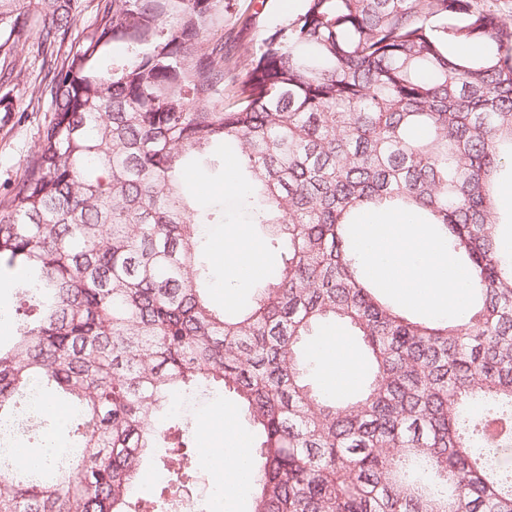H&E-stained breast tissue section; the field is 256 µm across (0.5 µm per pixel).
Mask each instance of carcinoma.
Returning a JSON list of instances; mask_svg holds the SVG:
<instances>
[{
  "instance_id": "carcinoma-1",
  "label": "carcinoma",
  "mask_w": 512,
  "mask_h": 512,
  "mask_svg": "<svg viewBox=\"0 0 512 512\" xmlns=\"http://www.w3.org/2000/svg\"><path fill=\"white\" fill-rule=\"evenodd\" d=\"M79 0H0L16 55L38 34L53 118L0 200V273L26 315L0 340V419L30 387L78 411L66 458L0 468V512H133L165 444L151 512L197 476L160 426L173 391L218 387L249 414L251 512H512V257L496 198L512 170V25L475 0H306L243 66L224 0H106L78 48ZM491 44L473 57L464 48ZM121 43L126 57L107 54ZM224 144L236 195L281 263L253 300L204 286L188 161ZM405 215L470 272L461 317L382 295L358 225ZM357 337L366 380L339 401L305 378L328 328Z\"/></svg>"
}]
</instances>
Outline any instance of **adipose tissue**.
<instances>
[{
    "mask_svg": "<svg viewBox=\"0 0 512 512\" xmlns=\"http://www.w3.org/2000/svg\"><path fill=\"white\" fill-rule=\"evenodd\" d=\"M357 242L370 275L400 299L448 315L464 309L470 273L454 262L425 225L385 215L360 225ZM319 354L329 389H349L359 371L352 346L343 336L329 335L322 338Z\"/></svg>",
    "mask_w": 512,
    "mask_h": 512,
    "instance_id": "adipose-tissue-1",
    "label": "adipose tissue"
}]
</instances>
